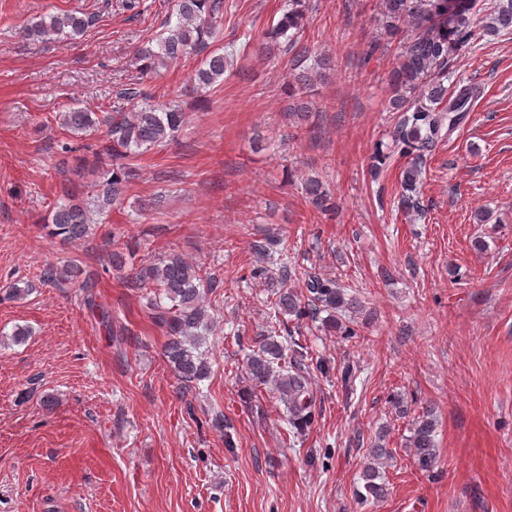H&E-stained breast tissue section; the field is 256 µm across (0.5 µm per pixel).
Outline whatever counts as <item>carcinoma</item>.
<instances>
[{
  "label": "carcinoma",
  "mask_w": 512,
  "mask_h": 512,
  "mask_svg": "<svg viewBox=\"0 0 512 512\" xmlns=\"http://www.w3.org/2000/svg\"><path fill=\"white\" fill-rule=\"evenodd\" d=\"M474 0H383L382 27L392 38L410 29L400 44L397 63L390 71L393 96L392 111L400 113L392 138L400 145L408 161L400 173L401 195L398 207L405 213L422 215L420 192L424 167L443 135H451L467 118L481 90L474 84L452 79L451 56L486 36L512 32V0H500L490 21L482 28L474 26ZM305 0H288L284 11L272 26L268 39L284 55H293L296 73L288 83L292 104L288 111L302 117L310 113L308 99L316 80L333 70L328 57H311L302 43ZM90 17L80 12H63L43 16L26 28L30 39L70 41L90 27ZM224 24V0H177L175 18L168 19L158 35L141 46L136 61L141 73L157 74L172 62L189 55H204L195 74L196 91L208 92L224 83L225 71L234 65L231 54L210 49L209 40ZM312 64H307L308 60ZM63 153L78 150L75 140L100 129L105 139L95 152L92 167L72 170L61 183L58 202L45 218V227L53 236L65 240H83L92 234L96 217L109 212L125 200L138 173L129 160L164 147L175 141L185 125L186 115L178 104L159 106L140 87H127L116 94L110 112H90L72 108L58 118ZM307 201L320 211L327 210V191L317 179L305 182ZM280 241L265 237L251 244L259 262L254 275L270 273L274 265V248ZM44 279L54 283L78 284L84 302L95 306L96 277L77 264L53 266ZM128 288L148 285L149 303L157 309L156 320L166 329L168 342L164 356L184 389L189 390L209 378L212 363L205 349L215 321L210 315L209 295L220 287L213 273L178 254L157 262L128 269L123 277ZM305 298L285 290L276 298L275 310L297 319L316 318L328 313V321L345 336L358 335L354 316L366 310L358 297L347 293L337 280L309 274L305 278ZM168 301L166 307L162 301ZM306 352L298 342L288 346L266 336L257 340V348L247 357L253 380L278 394L286 405L288 423L299 432L314 419V403L307 386ZM437 418L432 407H425L412 419L409 448L420 469H431L438 457ZM369 463L362 473L360 501L384 495L385 468L391 452L381 441L368 449Z\"/></svg>",
  "instance_id": "carcinoma-1"
}]
</instances>
